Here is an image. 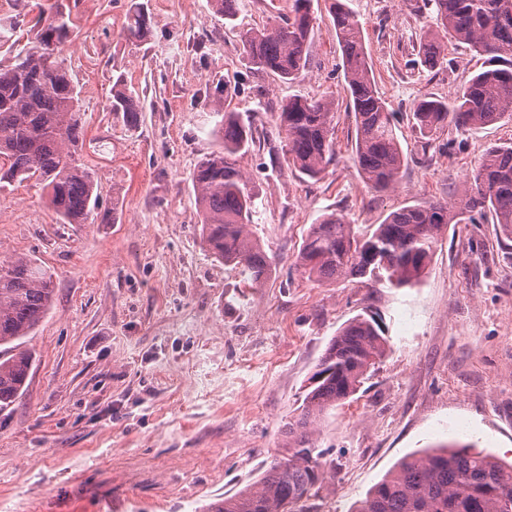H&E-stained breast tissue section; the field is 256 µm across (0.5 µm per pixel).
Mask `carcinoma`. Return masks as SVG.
<instances>
[{"label":"carcinoma","mask_w":512,"mask_h":512,"mask_svg":"<svg viewBox=\"0 0 512 512\" xmlns=\"http://www.w3.org/2000/svg\"><path fill=\"white\" fill-rule=\"evenodd\" d=\"M437 26L423 34L419 55L430 68L448 57V40L487 56L484 69L448 98H423L413 105V126L423 138L448 125L462 131L512 120V0H427ZM312 0H291L288 13L241 38L242 54L259 72L283 80L308 66ZM215 13L229 20L239 0H213ZM333 26L342 52L349 111L354 115V149L365 182L382 192L396 188L404 154L395 132L396 112L377 88L362 26L342 0H334ZM30 45L0 66V182L32 181L46 194L62 224L114 221L101 207L92 172L82 161L79 99L61 58L60 46L74 28L70 14L40 10ZM126 36L142 41L151 20L142 3H132ZM226 87L212 101L221 120L216 148L196 164L191 182L201 217L203 245L216 260L238 271L243 287L256 288L271 267L248 231L254 205L249 178L239 159L253 146L250 127L224 111ZM109 111L126 124L140 122L142 105L126 93L122 76L112 85ZM336 105L326 98L293 99L280 105L277 120L287 140L288 164L316 178L335 155ZM450 224H494L512 240V142L488 149L475 171L446 201L391 212L361 230L330 213L309 226L295 264L311 280L339 278L384 282L392 288L417 283ZM54 293L52 275L28 257L0 262V411L19 398L33 358L22 340L47 314ZM388 338L371 311L348 320L329 341L308 385L299 414L288 419L285 454L260 478L236 494L212 502L207 512H311L327 472L314 426L327 409L355 395L381 361ZM352 512H512V462L471 444L448 442L401 459L356 502Z\"/></svg>","instance_id":"obj_1"}]
</instances>
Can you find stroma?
<instances>
[{
  "label": "stroma",
  "mask_w": 512,
  "mask_h": 512,
  "mask_svg": "<svg viewBox=\"0 0 512 512\" xmlns=\"http://www.w3.org/2000/svg\"><path fill=\"white\" fill-rule=\"evenodd\" d=\"M75 27L62 56L79 91L81 157L112 224H62L30 182L0 184V260L26 256L53 276L52 306L25 346L24 394L0 412V512H204L255 482L282 455L302 386L337 330L381 315L384 358L359 392L326 411L315 440L330 466L319 512H350L405 455L448 441L512 461V240L492 224H452L412 288L342 278L319 285L294 264L310 224L334 212L379 224L445 200L512 122L447 127L430 146L409 110L445 97L484 59L449 41L448 62L421 64L424 0H345L361 23L378 87L397 114L405 155L395 189L369 187L353 160L354 118L331 23L313 0L309 64L295 80L251 69L243 31L289 0H241L233 19L212 0H144L152 32L126 39L131 0H54ZM139 99L137 126L107 112L112 79ZM250 124L240 165L256 192L249 230L272 262L260 287L200 238L190 176L216 147L210 107ZM336 103V155L320 179L289 168L275 112L291 98Z\"/></svg>",
  "instance_id": "35a3bbf8"
}]
</instances>
